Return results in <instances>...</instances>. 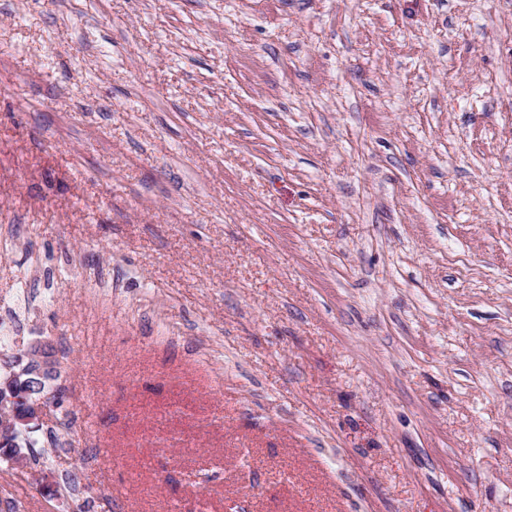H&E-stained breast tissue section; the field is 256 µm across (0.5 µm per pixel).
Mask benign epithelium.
<instances>
[{"label": "benign epithelium", "mask_w": 512, "mask_h": 512, "mask_svg": "<svg viewBox=\"0 0 512 512\" xmlns=\"http://www.w3.org/2000/svg\"><path fill=\"white\" fill-rule=\"evenodd\" d=\"M56 367V353L49 342H36L11 357L7 372L0 376L1 439L13 435L25 437L42 427L47 416L44 407L47 396L40 393L24 410L19 403L32 395V391L40 392Z\"/></svg>", "instance_id": "obj_1"}]
</instances>
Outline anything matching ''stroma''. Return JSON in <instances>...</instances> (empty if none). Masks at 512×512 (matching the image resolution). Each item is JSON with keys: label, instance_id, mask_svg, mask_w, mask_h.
Masks as SVG:
<instances>
[{"label": "stroma", "instance_id": "35a3bbf8", "mask_svg": "<svg viewBox=\"0 0 512 512\" xmlns=\"http://www.w3.org/2000/svg\"><path fill=\"white\" fill-rule=\"evenodd\" d=\"M37 341L0 512H512V0H0Z\"/></svg>", "mask_w": 512, "mask_h": 512}]
</instances>
